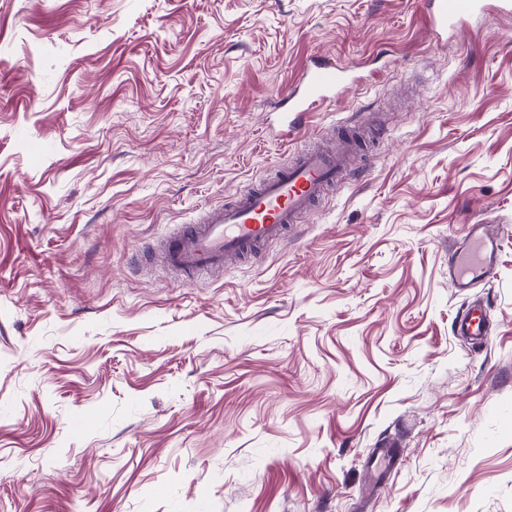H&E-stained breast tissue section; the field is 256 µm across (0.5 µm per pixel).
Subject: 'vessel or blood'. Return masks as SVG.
<instances>
[{
    "label": "vessel or blood",
    "instance_id": "1",
    "mask_svg": "<svg viewBox=\"0 0 512 512\" xmlns=\"http://www.w3.org/2000/svg\"><path fill=\"white\" fill-rule=\"evenodd\" d=\"M432 27L445 29L470 19L485 9L484 0H423ZM353 82L351 69L313 59L305 65L282 102L287 114L282 120L284 136L296 137L309 123L311 112L335 102ZM366 122L358 116L335 137L336 145L315 144L300 150L294 160L279 166L252 188L229 203L210 208L194 223L163 242L165 263L176 270L185 284H195L199 275L223 270L225 263L245 259L261 247L283 240L289 230L302 223L349 170L361 147L359 129ZM499 240L487 225L471 224L463 242L448 256V279L457 291L489 280L495 269ZM457 335L482 341L488 333L486 312L474 303L457 318ZM397 443L375 449L372 456L375 481H383L397 462Z\"/></svg>",
    "mask_w": 512,
    "mask_h": 512
}]
</instances>
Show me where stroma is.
Returning a JSON list of instances; mask_svg holds the SVG:
<instances>
[{
  "mask_svg": "<svg viewBox=\"0 0 512 512\" xmlns=\"http://www.w3.org/2000/svg\"><path fill=\"white\" fill-rule=\"evenodd\" d=\"M486 3L441 33L417 0H0V512H512V14ZM313 57L363 81L310 134L383 117L362 173L195 286L147 265L291 160L273 106ZM481 219L498 274L460 294ZM499 245L488 224H467L462 244L448 255V280L458 292L493 276ZM455 332L467 336L473 341L481 342L488 333L486 312L479 303H474L457 318ZM399 445L396 442L385 444L382 448H376L372 456V467L374 465V479L379 485L389 469L399 459Z\"/></svg>",
  "mask_w": 512,
  "mask_h": 512,
  "instance_id": "stroma-1",
  "label": "stroma"
}]
</instances>
